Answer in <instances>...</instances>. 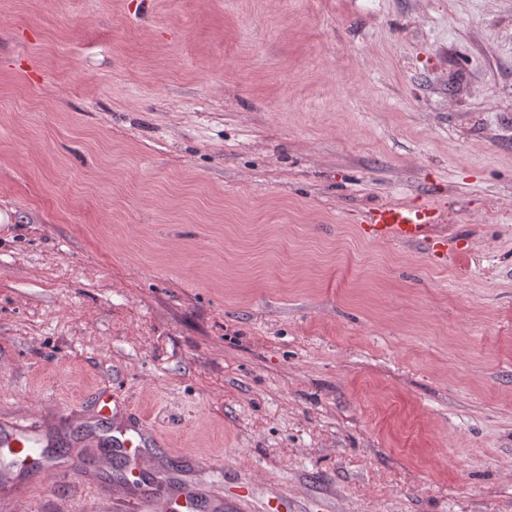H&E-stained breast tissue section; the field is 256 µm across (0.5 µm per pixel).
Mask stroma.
I'll return each mask as SVG.
<instances>
[{
    "label": "stroma",
    "mask_w": 512,
    "mask_h": 512,
    "mask_svg": "<svg viewBox=\"0 0 512 512\" xmlns=\"http://www.w3.org/2000/svg\"><path fill=\"white\" fill-rule=\"evenodd\" d=\"M102 389L244 512H512V0H0V423ZM440 210L434 203L381 204L361 215L365 235L375 240L422 246L432 258L448 256V239L433 235Z\"/></svg>",
    "instance_id": "1"
}]
</instances>
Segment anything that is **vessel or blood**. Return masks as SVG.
<instances>
[{
    "mask_svg": "<svg viewBox=\"0 0 512 512\" xmlns=\"http://www.w3.org/2000/svg\"><path fill=\"white\" fill-rule=\"evenodd\" d=\"M439 215L438 206L429 202L381 204L364 211L361 222L365 235L372 239L418 245L432 258L440 260L448 255V240L432 233ZM50 442V437L41 434L36 425L0 424V448L5 451L0 463L19 476L13 490L15 499H26L34 483L51 473V466L39 464L34 458L36 448L49 447ZM156 445L147 427L130 424L113 437L111 447L101 449L100 460L119 457L129 466L127 487L113 489L115 499H124L126 490L131 489L138 491L146 502L147 512H226L228 504L224 499L201 487L182 488L174 477L147 466L146 451Z\"/></svg>",
    "mask_w": 512,
    "mask_h": 512,
    "instance_id": "b4317fda",
    "label": "vessel or blood"
}]
</instances>
